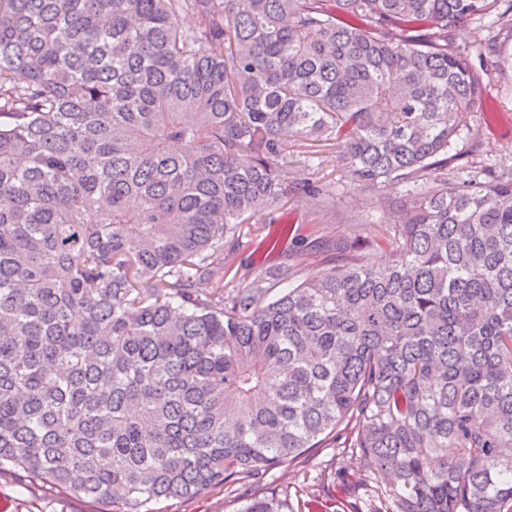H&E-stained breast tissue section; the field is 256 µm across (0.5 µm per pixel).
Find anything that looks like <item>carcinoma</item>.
I'll use <instances>...</instances> for the list:
<instances>
[{
	"instance_id": "cac0c4a2",
	"label": "carcinoma",
	"mask_w": 512,
	"mask_h": 512,
	"mask_svg": "<svg viewBox=\"0 0 512 512\" xmlns=\"http://www.w3.org/2000/svg\"><path fill=\"white\" fill-rule=\"evenodd\" d=\"M493 12L0 0V473L151 512L331 441L375 465L352 512H512V171L453 151ZM310 139L380 220L229 285L242 224L336 196Z\"/></svg>"
}]
</instances>
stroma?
<instances>
[{
	"label": "stroma",
	"mask_w": 512,
	"mask_h": 512,
	"mask_svg": "<svg viewBox=\"0 0 512 512\" xmlns=\"http://www.w3.org/2000/svg\"><path fill=\"white\" fill-rule=\"evenodd\" d=\"M457 40L474 57L494 110L489 115L475 113L471 131L462 132L456 146L466 151L472 142H479L478 161L498 169H512V29L469 20L462 24ZM489 41L498 46V56L479 60L483 44ZM288 162L300 175L317 170L335 181L336 201L321 222L315 219L312 204L295 202L281 210L280 223L266 225L262 230L250 222L243 224L235 249L256 270L282 262L283 247L343 233L350 224H374L380 217L375 194L350 190L345 168L334 150H324L319 156L297 151L289 154ZM372 470V463L358 449L339 448L330 443L310 449L292 464L273 467L265 488L270 492L287 491L289 506L294 510L321 486L332 500L329 512H349L352 504L367 499L370 493L369 485H355V478ZM323 471L329 475L324 486L318 481ZM252 494V489L240 486L230 490L217 488L196 498L162 502L157 512H237L243 498ZM0 512H94V506L65 490L50 485L32 486L26 477L5 472L0 474Z\"/></svg>",
	"instance_id": "1"
}]
</instances>
